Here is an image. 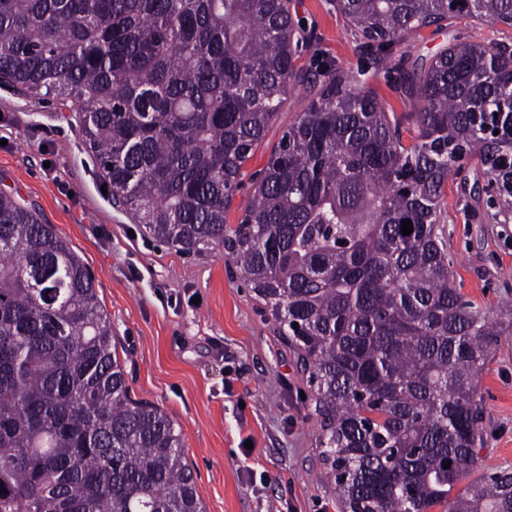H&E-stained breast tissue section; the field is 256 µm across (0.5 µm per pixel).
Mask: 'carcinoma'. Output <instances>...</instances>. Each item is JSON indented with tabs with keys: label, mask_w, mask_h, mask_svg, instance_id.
<instances>
[{
	"label": "carcinoma",
	"mask_w": 512,
	"mask_h": 512,
	"mask_svg": "<svg viewBox=\"0 0 512 512\" xmlns=\"http://www.w3.org/2000/svg\"><path fill=\"white\" fill-rule=\"evenodd\" d=\"M373 53L512 0H332ZM292 0H0V82L78 105L112 203L187 253L222 247L309 371L342 512H512L474 471L495 318L453 286L441 208L478 159L512 210V50L454 39L400 66L417 135L351 72L296 55ZM311 88L226 215L294 81ZM499 134H494V131ZM413 232L402 234V221ZM451 462L448 469L443 463ZM0 512H206L174 421L133 399L94 277L0 191Z\"/></svg>",
	"instance_id": "cac0c4a2"
}]
</instances>
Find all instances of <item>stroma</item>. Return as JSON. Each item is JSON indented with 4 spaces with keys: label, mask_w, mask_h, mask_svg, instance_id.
I'll return each mask as SVG.
<instances>
[{
    "label": "stroma",
    "mask_w": 512,
    "mask_h": 512,
    "mask_svg": "<svg viewBox=\"0 0 512 512\" xmlns=\"http://www.w3.org/2000/svg\"><path fill=\"white\" fill-rule=\"evenodd\" d=\"M312 39L300 73L320 60L355 72L415 131L398 88L399 58L427 60L452 38L512 45V26L458 19L427 27L372 61L331 0H296ZM310 100L294 86L243 169L262 168ZM485 169L468 161L450 176L440 222L453 284L492 311L512 298V213L485 192ZM74 107L0 84V190L52 225L90 269L133 399L164 410L182 431L184 455L206 512H341L319 444L316 395L296 354L264 315L223 250L185 254L154 239L102 193ZM483 408L476 475L512 467V332L493 346L477 380Z\"/></svg>",
    "instance_id": "stroma-1"
}]
</instances>
